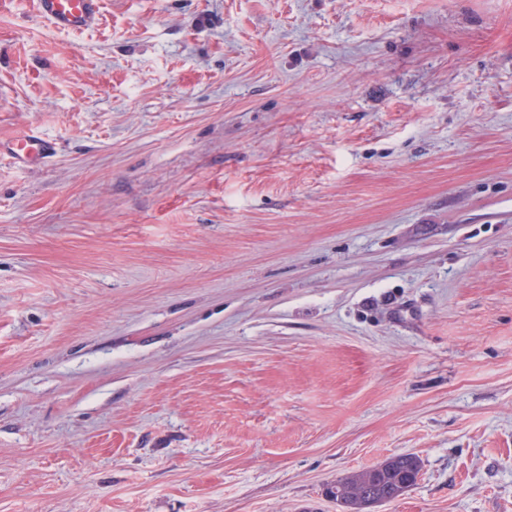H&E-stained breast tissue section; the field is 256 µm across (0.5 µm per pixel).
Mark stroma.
I'll return each instance as SVG.
<instances>
[{"label":"stroma","mask_w":512,"mask_h":512,"mask_svg":"<svg viewBox=\"0 0 512 512\" xmlns=\"http://www.w3.org/2000/svg\"><path fill=\"white\" fill-rule=\"evenodd\" d=\"M0 0V512H512V0ZM102 0H35L36 12L53 28L77 32L97 25ZM56 143L35 130L17 133L0 139V156L7 155L20 166L41 163L56 153ZM392 459L388 467L373 474L370 479L373 487L381 495L400 489L404 484L415 485L421 470V462L417 456L404 454L394 456ZM368 471L353 472L350 475L336 479V482L329 487V492L335 494L333 490L342 488L345 491V506L342 508L352 510L358 499V495L364 491V485L367 482ZM330 494L332 499L334 495Z\"/></svg>","instance_id":"1"}]
</instances>
